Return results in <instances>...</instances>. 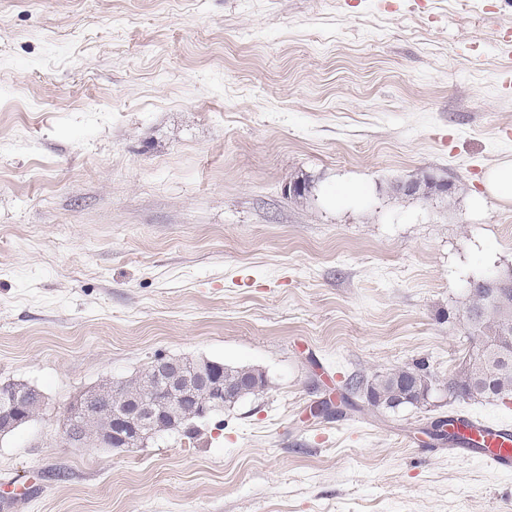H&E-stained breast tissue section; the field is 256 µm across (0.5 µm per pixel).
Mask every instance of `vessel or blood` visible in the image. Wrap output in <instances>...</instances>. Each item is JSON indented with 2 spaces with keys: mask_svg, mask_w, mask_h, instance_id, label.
<instances>
[{
  "mask_svg": "<svg viewBox=\"0 0 512 512\" xmlns=\"http://www.w3.org/2000/svg\"><path fill=\"white\" fill-rule=\"evenodd\" d=\"M453 454L478 458L503 473L512 472V423L491 422L461 414L448 418Z\"/></svg>",
  "mask_w": 512,
  "mask_h": 512,
  "instance_id": "b4317fda",
  "label": "vessel or blood"
}]
</instances>
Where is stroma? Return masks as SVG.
Returning a JSON list of instances; mask_svg holds the SVG:
<instances>
[{"mask_svg": "<svg viewBox=\"0 0 512 512\" xmlns=\"http://www.w3.org/2000/svg\"><path fill=\"white\" fill-rule=\"evenodd\" d=\"M512 0H0V436L14 512H512V474L346 378L470 347L471 284L512 270ZM430 175L452 197L396 194ZM307 181L306 198L289 196ZM265 372L195 438L79 446L81 393L156 357ZM486 191L504 201L512 200V162H504L489 171L485 177ZM1 385L4 386V391H7V389H12L17 390L19 392H24H16L12 396L11 406L9 407V409L0 410V428L1 424H4V429L7 431L14 428L21 422L27 420L26 415L29 413V405L28 402L25 400L26 394L30 397L32 403L34 404H38L42 398L41 394L37 390L26 384L14 382L0 383V388Z\"/></svg>", "mask_w": 512, "mask_h": 512, "instance_id": "35a3bbf8", "label": "stroma"}]
</instances>
